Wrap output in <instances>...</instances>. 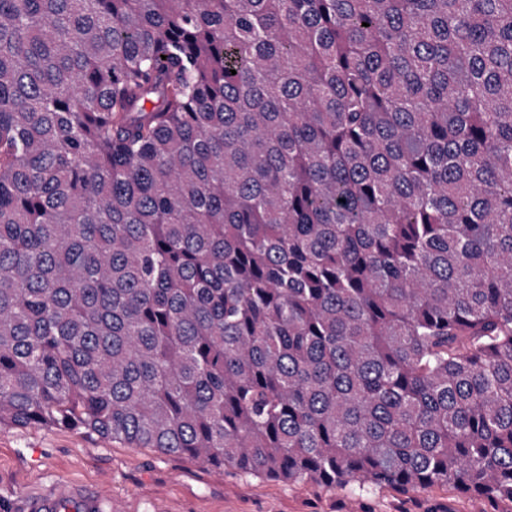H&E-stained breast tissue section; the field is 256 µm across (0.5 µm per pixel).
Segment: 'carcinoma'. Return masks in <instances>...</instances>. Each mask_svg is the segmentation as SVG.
Segmentation results:
<instances>
[{"label":"carcinoma","mask_w":512,"mask_h":512,"mask_svg":"<svg viewBox=\"0 0 512 512\" xmlns=\"http://www.w3.org/2000/svg\"><path fill=\"white\" fill-rule=\"evenodd\" d=\"M32 426L512 512V0H0Z\"/></svg>","instance_id":"1"}]
</instances>
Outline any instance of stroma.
<instances>
[{"instance_id": "stroma-1", "label": "stroma", "mask_w": 512, "mask_h": 512, "mask_svg": "<svg viewBox=\"0 0 512 512\" xmlns=\"http://www.w3.org/2000/svg\"><path fill=\"white\" fill-rule=\"evenodd\" d=\"M62 486L94 496L98 512H492L488 501L445 487L404 494L288 484L73 430L0 431V505L6 512H27L29 499Z\"/></svg>"}]
</instances>
